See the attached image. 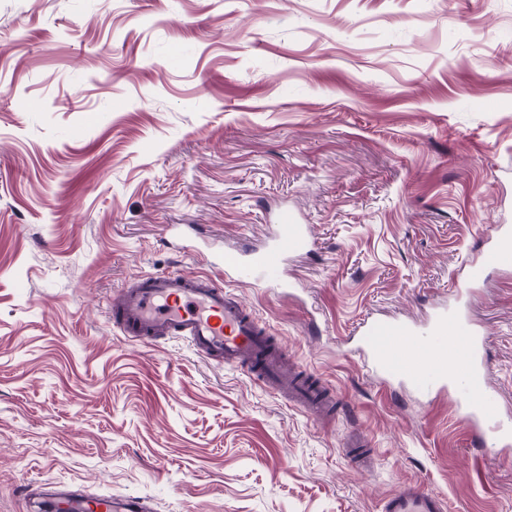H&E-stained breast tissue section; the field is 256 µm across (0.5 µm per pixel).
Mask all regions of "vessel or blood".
Instances as JSON below:
<instances>
[{"mask_svg":"<svg viewBox=\"0 0 512 512\" xmlns=\"http://www.w3.org/2000/svg\"><path fill=\"white\" fill-rule=\"evenodd\" d=\"M312 245L299 215L281 208L270 241L259 250H224L225 277L284 288L290 257ZM512 269V227L496 226L489 245L469 265L468 284L454 289L456 309L440 308L424 324L397 318L364 323L358 353L387 381L411 388L433 400L445 395L454 403L472 438L491 443L499 453L512 452V421L497 414L491 400L485 337L461 307L469 301V285L486 271ZM120 335L154 343L169 337L185 339L205 358L243 371L275 392L325 421L336 403L326 388L310 385L304 371L287 359L255 313L228 292L223 279L208 273L145 274L122 288L109 307ZM54 512H149L145 500L133 495H102L53 489ZM445 498L421 483H403L384 501L382 512H446Z\"/></svg>","mask_w":512,"mask_h":512,"instance_id":"vessel-or-blood-1","label":"vessel or blood"}]
</instances>
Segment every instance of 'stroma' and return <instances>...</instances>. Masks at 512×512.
<instances>
[{
	"label": "stroma",
	"mask_w": 512,
	"mask_h": 512,
	"mask_svg": "<svg viewBox=\"0 0 512 512\" xmlns=\"http://www.w3.org/2000/svg\"><path fill=\"white\" fill-rule=\"evenodd\" d=\"M297 210L295 290L229 281L341 398L317 423L114 293L208 270ZM512 225V0H0V512L30 488L156 512H381L405 481L512 512V458L453 404L384 384L369 318L447 303ZM512 417V270L469 304ZM364 432L368 468L342 444Z\"/></svg>",
	"instance_id": "35a3bbf8"
}]
</instances>
